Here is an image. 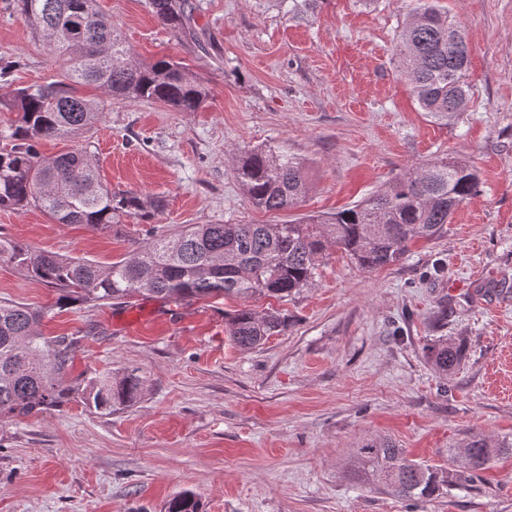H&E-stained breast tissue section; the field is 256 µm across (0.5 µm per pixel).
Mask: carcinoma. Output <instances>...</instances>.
Here are the masks:
<instances>
[{
	"label": "carcinoma",
	"mask_w": 512,
	"mask_h": 512,
	"mask_svg": "<svg viewBox=\"0 0 512 512\" xmlns=\"http://www.w3.org/2000/svg\"><path fill=\"white\" fill-rule=\"evenodd\" d=\"M20 15L59 67L58 79L18 89L0 109L17 113L0 130L11 142L0 150V208L35 206L57 224L110 230L125 217L149 218L141 198L116 193L103 182L83 149L45 157L43 138L78 139L101 120L100 102L77 96L73 85L103 95L153 101L195 112L208 88L172 60L143 63L103 17L96 0H17ZM153 13L175 34L194 40L187 0H150ZM471 44L465 28L439 0H415L395 45L401 77L424 112L452 115L465 108ZM235 176L253 205L280 211L297 205L309 187L303 161L279 146L235 151ZM479 176L467 164L436 159L388 182L383 189L332 216L312 215L288 224H189L157 229L122 259L103 268L84 258L34 251L0 237V259L52 288L56 304L82 308L124 304L145 295L176 302L213 296L288 299L308 287L327 245L334 243L359 265L377 269L399 261L412 242L431 240L451 223L462 202L478 192ZM42 311L0 304V421L60 407L75 398L105 415L137 398L140 379L128 375L66 379L77 340L35 332ZM235 345L253 349L288 325L281 311L244 307L225 315ZM426 359L445 376L466 355V341L433 339ZM462 462L448 470L410 460L390 439L368 440L358 450L355 475L407 500H424L439 488L463 485L490 461L512 450V438L482 434L464 445ZM165 512H200L194 496L180 493Z\"/></svg>",
	"instance_id": "1"
}]
</instances>
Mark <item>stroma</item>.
Segmentation results:
<instances>
[{"label":"stroma","instance_id":"35a3bbf8","mask_svg":"<svg viewBox=\"0 0 512 512\" xmlns=\"http://www.w3.org/2000/svg\"><path fill=\"white\" fill-rule=\"evenodd\" d=\"M185 42L149 0H97L147 62H180L210 91L195 112L106 100L78 142L114 191L161 202L150 221L112 230L57 224L35 207L0 209V237L36 251L120 260L149 225L285 224L349 208L438 158L474 168L479 191L436 239L365 269L328 248L312 285L285 301L139 298L73 310L0 262V300L44 311V336L79 340L73 372L128 374L137 398L109 415L72 402L0 422V512H161L192 492L201 512H512V454L465 487L412 502L357 479V450L389 438L436 469L472 434L512 436V0H441L466 28L472 99L455 117L422 111L401 79L396 34L411 0H318L294 17L276 0H190ZM0 99L57 70L0 0ZM282 146L306 165L293 209L256 208L235 178V150ZM268 307L286 330L232 344L225 314ZM438 336L467 339L451 376L424 357Z\"/></svg>","mask_w":512,"mask_h":512}]
</instances>
